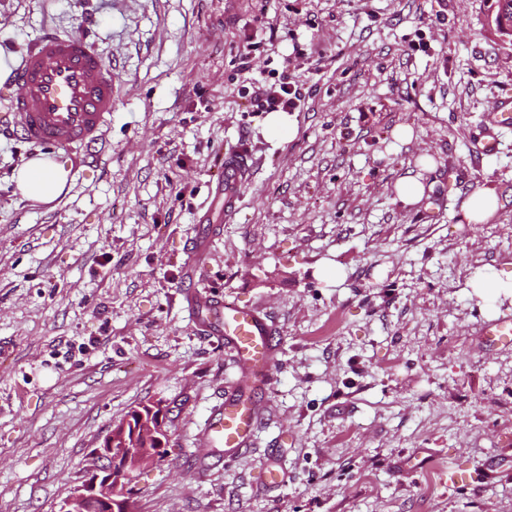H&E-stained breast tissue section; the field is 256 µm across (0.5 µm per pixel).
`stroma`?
<instances>
[{
  "instance_id": "stroma-1",
  "label": "stroma",
  "mask_w": 512,
  "mask_h": 512,
  "mask_svg": "<svg viewBox=\"0 0 512 512\" xmlns=\"http://www.w3.org/2000/svg\"><path fill=\"white\" fill-rule=\"evenodd\" d=\"M495 6L0 0L8 65L44 27L80 30L117 85L95 157L53 152L72 182L48 204L15 189L38 151L0 107V512H59L90 450L156 403L167 453L133 512H512V346L478 334L512 296L468 285L512 276V127L482 150L512 97ZM285 67L305 100L276 138L251 93ZM239 142L256 160L241 210L189 266ZM489 181L495 216L462 222ZM188 277L263 309L281 342L251 446L207 471L197 435L240 371L192 324ZM270 461L276 486L258 479ZM469 286L473 288L481 296L487 295L491 289H499V291L509 290L512 293V277L502 279L493 276L485 267L477 268L469 281Z\"/></svg>"
}]
</instances>
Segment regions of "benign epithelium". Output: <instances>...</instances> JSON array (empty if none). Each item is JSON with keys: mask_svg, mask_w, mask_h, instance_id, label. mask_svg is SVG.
I'll return each instance as SVG.
<instances>
[{"mask_svg": "<svg viewBox=\"0 0 512 512\" xmlns=\"http://www.w3.org/2000/svg\"><path fill=\"white\" fill-rule=\"evenodd\" d=\"M131 456L114 454L113 436L93 449L86 464V477L60 506V512H86L90 503L97 512H115L114 501L126 492L122 478H132L139 466L129 467Z\"/></svg>", "mask_w": 512, "mask_h": 512, "instance_id": "benign-epithelium-1", "label": "benign epithelium"}]
</instances>
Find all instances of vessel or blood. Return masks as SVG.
Here are the masks:
<instances>
[{"label":"vessel or blood","instance_id":"b4317fda","mask_svg":"<svg viewBox=\"0 0 512 512\" xmlns=\"http://www.w3.org/2000/svg\"><path fill=\"white\" fill-rule=\"evenodd\" d=\"M14 94L5 99L12 125L26 142L51 150L92 149L105 137L114 104L115 78L83 32L45 31L29 44L11 75ZM250 151L237 145L224 156V180L211 189L213 207L232 218L249 182ZM194 325L223 339L240 364L236 394L225 397L201 435L209 455L231 457L247 447L258 422L280 343L266 314L216 294L183 290ZM490 343L512 344V319L483 326Z\"/></svg>","mask_w":512,"mask_h":512}]
</instances>
